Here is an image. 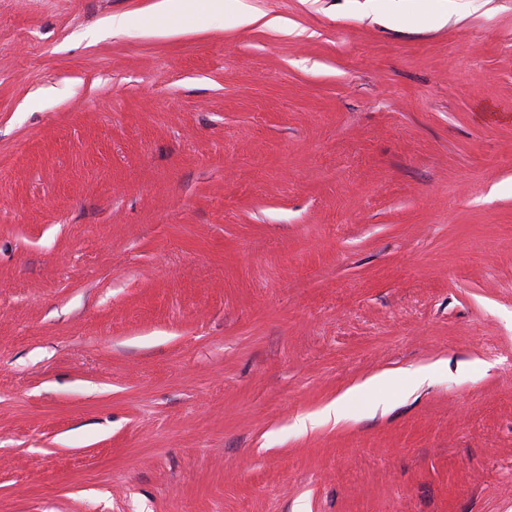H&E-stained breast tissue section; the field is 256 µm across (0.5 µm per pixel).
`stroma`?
Masks as SVG:
<instances>
[{"label":"stroma","mask_w":512,"mask_h":512,"mask_svg":"<svg viewBox=\"0 0 512 512\" xmlns=\"http://www.w3.org/2000/svg\"><path fill=\"white\" fill-rule=\"evenodd\" d=\"M156 2L0 0V512H512V0ZM240 4L238 0H162L156 7L158 13L204 11L224 16L226 10L237 11L246 22H251L252 17L241 11ZM390 376L392 375L386 373L374 376L364 383L348 389L344 394L337 397L335 401L326 405L319 413L318 418L326 421L333 419L336 423L339 422L345 417L350 402L364 396L373 385L386 381Z\"/></svg>","instance_id":"1"}]
</instances>
